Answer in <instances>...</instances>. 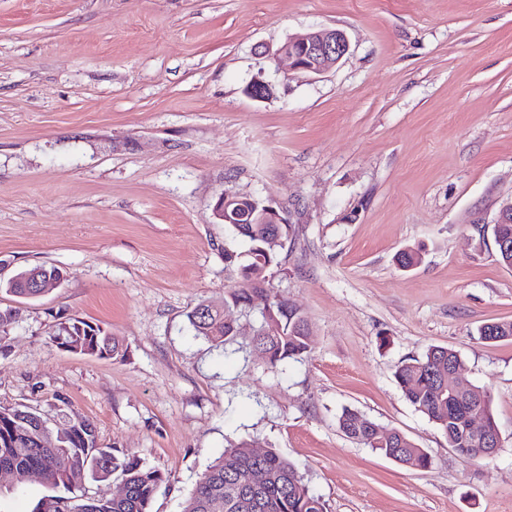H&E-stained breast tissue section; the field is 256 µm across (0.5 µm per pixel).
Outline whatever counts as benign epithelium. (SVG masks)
Here are the masks:
<instances>
[{
    "mask_svg": "<svg viewBox=\"0 0 512 512\" xmlns=\"http://www.w3.org/2000/svg\"><path fill=\"white\" fill-rule=\"evenodd\" d=\"M350 45L343 31L336 29H318L304 34L288 37L276 49L259 45L258 55L265 57L272 63L287 60L294 71L321 74L331 66L337 64L348 54ZM248 94L258 100H263L273 95L272 85L254 77L247 86ZM223 200L222 221L228 224L236 223L238 214H229V208L242 201H251V198L226 191L221 194ZM250 224H288L290 219L286 209L274 200H268L265 209L253 210L246 215ZM66 279V273L59 269H46L38 267L30 273L15 274L8 279L11 288L20 283H30L38 289V295H43L48 289L58 287ZM469 436L484 445L480 449L478 458L491 459L495 457L500 448V436L489 430L486 423L478 420H470L468 425Z\"/></svg>",
    "mask_w": 512,
    "mask_h": 512,
    "instance_id": "7a95c632",
    "label": "benign epithelium"
}]
</instances>
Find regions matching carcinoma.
<instances>
[{"mask_svg":"<svg viewBox=\"0 0 512 512\" xmlns=\"http://www.w3.org/2000/svg\"><path fill=\"white\" fill-rule=\"evenodd\" d=\"M270 228L269 224L233 225L236 234L249 242V248L245 256L224 254V260L237 277L233 289L224 295V305L231 310L239 308L259 314L253 349L259 358L275 368L308 351L309 325L288 313L287 300L274 292L270 283V270L280 264L282 249V245L272 242ZM421 260L419 248H405L397 256V264L402 267L417 266ZM267 303L277 319L278 330L272 334L268 333ZM201 306L210 309L209 315L198 314L197 307L188 315L195 335L219 346L234 341L235 328L224 324V312L204 302ZM61 334L72 353L99 357L121 355L119 341L112 334L85 321H70L69 328L57 329L56 335ZM460 363L461 357L454 350L431 346L420 357L402 360L395 379L406 400L447 437L448 447L462 455L474 456L476 447L466 435L469 418L483 416L492 428L496 423L486 391L476 388L466 395L448 390V371ZM34 420L33 414L27 411H0V469L10 472L13 483L23 484L31 472L38 471L50 487L66 488L71 484L70 474L76 471L88 469L95 478L105 480L119 469L126 488L125 496L120 498L52 496L48 512H150L154 494L163 482L158 470L133 457L118 460L112 449L99 445L95 427L86 419L79 430L73 433L64 430L56 436L39 430ZM338 426L346 437L384 455H395L406 467L427 466L425 456L406 435L395 429L387 430L383 436L376 435L375 423L355 409L343 410ZM256 467L269 474V481L258 493L257 512H326L324 502L303 479L296 477V470L286 457L273 449L254 456L246 443L224 449L222 457L201 476L183 512H240L235 504L246 492L243 478Z\"/></svg>","mask_w":512,"mask_h":512,"instance_id":"carcinoma-1","label":"carcinoma"}]
</instances>
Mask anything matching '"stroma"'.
<instances>
[{
  "mask_svg": "<svg viewBox=\"0 0 512 512\" xmlns=\"http://www.w3.org/2000/svg\"><path fill=\"white\" fill-rule=\"evenodd\" d=\"M318 28L350 42L322 74L256 51ZM226 190L275 199L294 228L271 280L312 336L275 369L252 351L257 314L235 312L247 331L222 349L188 321L235 283ZM510 198L512 0H0V274H69L36 299L0 290V407L55 432L88 419L163 474L151 512H182L242 440L288 458L327 512H512V340L476 332L512 321L492 235ZM73 319L124 356L62 350ZM431 345L489 391L494 459L459 455L404 398L396 365ZM346 408L430 467L347 438Z\"/></svg>",
  "mask_w": 512,
  "mask_h": 512,
  "instance_id": "35a3bbf8",
  "label": "stroma"
}]
</instances>
